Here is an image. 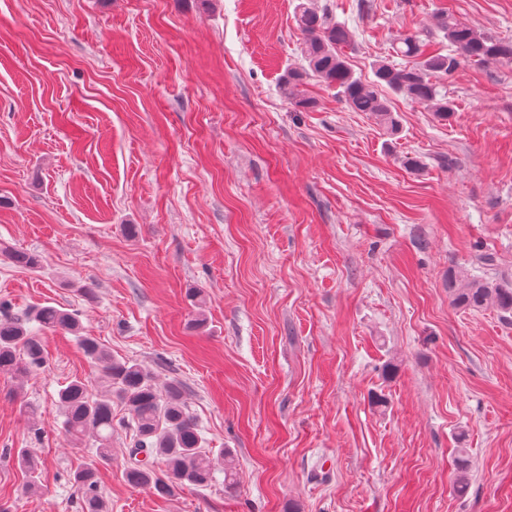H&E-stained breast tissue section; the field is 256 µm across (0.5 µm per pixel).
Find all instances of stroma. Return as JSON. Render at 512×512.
I'll return each instance as SVG.
<instances>
[{"label":"stroma","instance_id":"obj_1","mask_svg":"<svg viewBox=\"0 0 512 512\" xmlns=\"http://www.w3.org/2000/svg\"><path fill=\"white\" fill-rule=\"evenodd\" d=\"M297 2L0 0V250L40 261L0 253V301L182 383L234 458V489L219 464L163 498L127 484L116 428L105 512H512V314L448 293L452 270L512 285V62L441 81L445 121L391 96L392 137L316 77L287 98ZM315 4L366 81L399 30L449 53L444 13L512 42V0ZM39 337L41 370L0 371V505L82 512L93 449L58 392L103 387L73 334Z\"/></svg>","mask_w":512,"mask_h":512}]
</instances>
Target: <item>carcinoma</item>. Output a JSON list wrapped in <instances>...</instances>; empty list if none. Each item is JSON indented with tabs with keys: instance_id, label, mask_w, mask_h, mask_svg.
Instances as JSON below:
<instances>
[{
	"instance_id": "cac0c4a2",
	"label": "carcinoma",
	"mask_w": 512,
	"mask_h": 512,
	"mask_svg": "<svg viewBox=\"0 0 512 512\" xmlns=\"http://www.w3.org/2000/svg\"><path fill=\"white\" fill-rule=\"evenodd\" d=\"M295 20L304 35L302 55L306 67L292 68L283 74L282 84L288 95H295L303 75L310 73L335 87L348 108L369 113L392 135L398 133L399 123L388 93L424 103L439 120L446 121L454 104L440 93L437 80L451 75L464 60L483 64L512 61L511 42L492 39L456 18L445 16L440 32L453 52L423 57L418 36L402 33L393 50L398 56L413 59L412 64L398 66L381 60L374 66L375 80L366 84L355 76L347 61L345 48L351 45L352 35L344 25L314 8L312 0H299ZM448 286L453 303L460 308L478 311L492 305L512 313L510 287L469 279L456 271L449 273ZM33 321L43 330L73 333L106 385V394L95 395L88 383L75 379L59 391L67 435L76 442L92 435L96 460L111 462L115 399L128 411L127 423L133 431L128 450L130 462L124 471L129 485L149 488L162 496L184 486L208 485L215 462L203 448V438L188 411L183 386L172 383L165 392H159L146 366L113 357L97 339L81 332L76 314L44 305L19 315L0 305V370L27 373L43 366L46 358L41 341L28 327ZM17 462L30 478H35L38 465L29 449L18 450ZM73 480L81 493L82 512H104L94 469L75 473Z\"/></svg>"
}]
</instances>
